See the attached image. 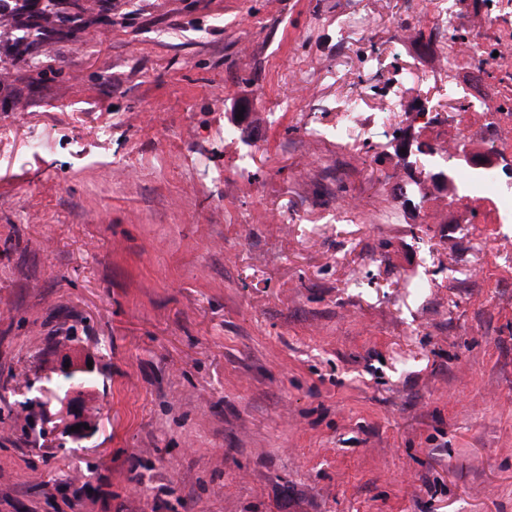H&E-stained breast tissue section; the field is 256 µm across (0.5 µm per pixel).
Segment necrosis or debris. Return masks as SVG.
<instances>
[{
  "instance_id": "necrosis-or-debris-1",
  "label": "necrosis or debris",
  "mask_w": 512,
  "mask_h": 512,
  "mask_svg": "<svg viewBox=\"0 0 512 512\" xmlns=\"http://www.w3.org/2000/svg\"><path fill=\"white\" fill-rule=\"evenodd\" d=\"M431 36L448 72V99L461 121L459 135L442 141L441 154L454 156L464 139L484 143L471 167L504 175L503 150H512V0H424ZM459 38H452V31Z\"/></svg>"
}]
</instances>
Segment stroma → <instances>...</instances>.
Returning a JSON list of instances; mask_svg holds the SVG:
<instances>
[{"mask_svg": "<svg viewBox=\"0 0 512 512\" xmlns=\"http://www.w3.org/2000/svg\"><path fill=\"white\" fill-rule=\"evenodd\" d=\"M412 27L421 0L0 14V512H512V223L395 195L458 132ZM68 352L79 443L37 434Z\"/></svg>", "mask_w": 512, "mask_h": 512, "instance_id": "obj_1", "label": "stroma"}]
</instances>
